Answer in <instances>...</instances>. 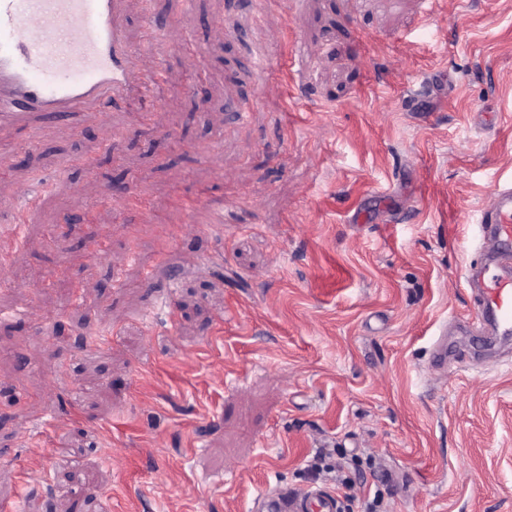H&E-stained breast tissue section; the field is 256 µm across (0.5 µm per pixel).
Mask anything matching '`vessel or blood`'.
<instances>
[{"label":"vessel or blood","instance_id":"obj_1","mask_svg":"<svg viewBox=\"0 0 512 512\" xmlns=\"http://www.w3.org/2000/svg\"><path fill=\"white\" fill-rule=\"evenodd\" d=\"M39 20L29 35L31 20ZM124 0H0V128L37 113L70 121L97 120L106 107L121 108L151 97L159 73L140 66L143 53L158 55L167 30L155 19L144 22L147 45L132 48L126 38ZM224 209L207 206L205 219L190 216L185 232L218 229ZM483 259L470 267L478 318L492 330L512 332V185L498 188L480 225ZM255 512H341L335 493L322 488L277 486L254 502Z\"/></svg>","mask_w":512,"mask_h":512}]
</instances>
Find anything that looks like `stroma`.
Returning <instances> with one entry per match:
<instances>
[{"instance_id":"stroma-1","label":"stroma","mask_w":512,"mask_h":512,"mask_svg":"<svg viewBox=\"0 0 512 512\" xmlns=\"http://www.w3.org/2000/svg\"><path fill=\"white\" fill-rule=\"evenodd\" d=\"M126 8L133 45L168 26L157 102L0 137V503L252 512L335 490L336 448L385 512H512V340L464 280L512 184V0ZM206 220L204 222H201L198 219V213L197 210H195L187 224L183 226V231L188 233L196 232L200 229H212L216 230L220 227L219 224H223L224 222V207L223 206H206ZM200 224H207V225H200ZM252 510L257 512H340V499L322 488L288 489L276 486L260 495Z\"/></svg>"}]
</instances>
